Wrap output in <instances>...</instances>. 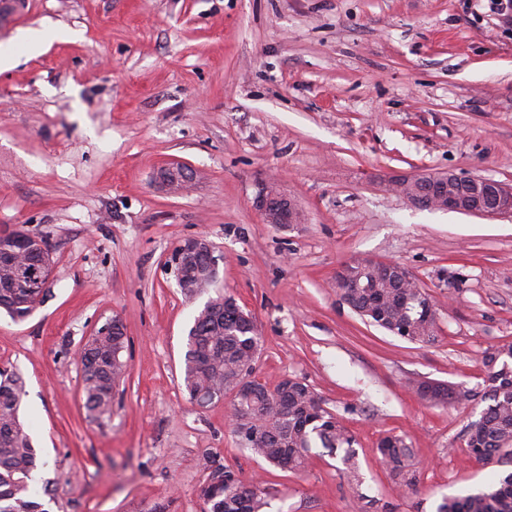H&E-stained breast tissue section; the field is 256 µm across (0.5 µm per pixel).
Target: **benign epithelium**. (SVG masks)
<instances>
[{
	"instance_id": "1",
	"label": "benign epithelium",
	"mask_w": 512,
	"mask_h": 512,
	"mask_svg": "<svg viewBox=\"0 0 512 512\" xmlns=\"http://www.w3.org/2000/svg\"><path fill=\"white\" fill-rule=\"evenodd\" d=\"M189 177L183 167H167L160 171V178L172 189L178 188ZM386 185L401 195L410 204L418 205V195L429 197L426 207L433 210L455 211L487 217L512 216V187L498 181L478 176H463L453 172L440 175L427 173L396 174L388 178ZM254 204L267 224H299L301 214L295 204L286 198L273 184L261 188ZM0 235L19 246L18 254L25 253L31 244H36L44 256L50 255V246L42 237L3 229ZM199 253L209 256L208 265L202 269L193 267ZM185 258L189 274L175 272L177 283L184 292L194 294L206 283L214 280L216 262L212 247L203 236L190 237L177 246V258Z\"/></svg>"
}]
</instances>
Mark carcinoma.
Listing matches in <instances>:
<instances>
[{
  "mask_svg": "<svg viewBox=\"0 0 512 512\" xmlns=\"http://www.w3.org/2000/svg\"><path fill=\"white\" fill-rule=\"evenodd\" d=\"M36 256L27 255L11 267H0V309L16 322L30 317L44 302L47 290L29 288L30 274L38 271ZM340 298L362 318L389 333L401 328L404 340L425 344L435 340L436 320L426 319L418 306L423 289L410 282L394 281L380 269L357 261L345 264L336 274ZM221 296L209 299L194 316L188 331L183 362V387L190 400L198 394L221 391L233 395L235 417L232 433L239 444L267 464L303 471L312 449L323 448L340 456L343 475L359 482L353 433L339 417L323 408L313 389L304 382L283 390L252 382L251 395L235 389L246 378L250 346L261 342L237 310L219 309ZM126 335L116 318L101 326L81 350L83 394L86 410L97 416L112 412L116 387L127 373L123 360ZM487 386L482 394L471 389L443 390L440 403L453 399L470 401L481 396L486 407L471 422L464 442L479 461L512 460V343L496 347L485 359ZM25 382L10 369H0V512H46L36 501L33 472L39 458L20 416ZM389 474L417 487L416 476H408L411 449L405 437L388 435L378 444ZM217 485L199 487L205 512H266L268 493L256 480L246 482L224 467H216ZM435 512H512V471L477 493L444 497Z\"/></svg>",
  "mask_w": 512,
  "mask_h": 512,
  "instance_id": "1",
  "label": "carcinoma"
}]
</instances>
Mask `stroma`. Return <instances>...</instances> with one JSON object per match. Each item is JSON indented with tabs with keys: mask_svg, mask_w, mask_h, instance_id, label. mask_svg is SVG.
I'll use <instances>...</instances> for the list:
<instances>
[{
	"mask_svg": "<svg viewBox=\"0 0 512 512\" xmlns=\"http://www.w3.org/2000/svg\"><path fill=\"white\" fill-rule=\"evenodd\" d=\"M50 25L67 37L33 50ZM172 164L191 172L175 190L159 178ZM448 171L512 185V15L488 0H24L0 16V228L46 238L52 263L27 320L0 312V366L25 381L44 512H203L218 465L260 478L269 512H360L362 493L434 512L511 472L464 446L483 402L411 389L482 390L485 356L512 343V217L419 209L383 186ZM272 182L301 223L263 222ZM194 236L218 265L190 297L168 261ZM359 257L409 270L434 342L340 301L336 273ZM220 292L258 323L256 379L307 383L354 433L361 485L326 454L269 466L233 436L230 399L190 402L186 336ZM114 317L128 372L97 420L76 353ZM390 433L417 492L381 461Z\"/></svg>",
	"mask_w": 512,
	"mask_h": 512,
	"instance_id": "stroma-1",
	"label": "stroma"
}]
</instances>
